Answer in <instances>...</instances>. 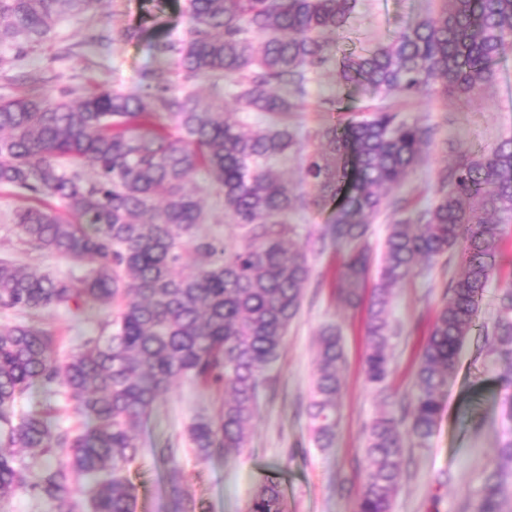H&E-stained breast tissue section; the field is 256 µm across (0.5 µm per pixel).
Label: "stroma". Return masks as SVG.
<instances>
[{
	"label": "stroma",
	"mask_w": 512,
	"mask_h": 512,
	"mask_svg": "<svg viewBox=\"0 0 512 512\" xmlns=\"http://www.w3.org/2000/svg\"><path fill=\"white\" fill-rule=\"evenodd\" d=\"M434 6L433 0H358L351 27L356 48L379 46ZM134 30L132 39L101 49L85 43L92 31ZM189 29L187 0H96L92 10L70 14L45 41L22 59L0 51V99L37 92L44 97L68 91L79 100L102 88L136 90L140 73L163 68L176 72L178 54H158L160 41L179 42ZM337 60H329L312 74L304 109L290 113L296 134L292 152L276 164L288 179L299 203L288 216L311 277L304 289L298 316L285 335L280 358L267 373L259 406L248 426V442L239 451L203 461L186 442L187 427L199 415L214 411L215 391L176 382L157 403L140 435L143 448L129 477L137 488L136 512H165L163 476L166 466L156 451L178 447L176 457L183 484L197 512H248L262 481L278 482L288 512H358L364 480L366 432L381 413L409 421L417 356L432 322L446 299L458 266L457 254L439 258L402 286L394 288L388 338L392 374L385 389L367 385L362 359L368 345L365 307L351 308L334 288L349 247L323 237L331 207L316 205V191L305 177L309 154L328 116L322 110L333 99L342 113L358 120L377 106V98L339 81ZM395 110L409 120L433 127L429 155L397 188L396 196L422 208L434 198L436 179L444 166L457 163L470 150L490 148L512 138V55L499 65L496 80L482 92L481 102L454 93L393 98ZM30 199L0 187V259L22 268L49 274L68 273L73 263L51 251L23 242L14 216L30 206ZM512 284V225L499 245L498 272L479 308V325L491 326L501 288ZM108 309L96 306L84 315L45 310L36 322L56 336V357H64L82 338L98 335ZM339 327L344 362L340 369L343 392L336 437L321 449L312 441L306 407L315 374L318 339L327 325ZM493 342L469 337L457 368L443 390V412L425 446L406 443L401 477L392 512H476L475 490L486 469L494 466L498 448L512 438V364L493 351Z\"/></svg>",
	"instance_id": "obj_1"
}]
</instances>
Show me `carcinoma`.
I'll return each instance as SVG.
<instances>
[{
    "mask_svg": "<svg viewBox=\"0 0 512 512\" xmlns=\"http://www.w3.org/2000/svg\"><path fill=\"white\" fill-rule=\"evenodd\" d=\"M96 0H0V47L15 56L41 43L69 9ZM439 8L399 30L387 43L340 60L345 84H362L385 104L361 120L333 116L308 157L305 174L316 201L335 206L327 236L350 254L336 282L350 306L369 296L366 381L381 387L390 373L387 341L392 288L450 251L459 271L435 317L414 371L411 421L385 413L366 437L367 472L358 512H391L405 438L426 443L441 414V389L471 336L481 297L495 276L501 219L512 220V138L479 148L438 174L435 199L409 211L388 199L424 161L432 129L409 121L386 101L451 90L473 100L512 54V0H438ZM358 0H189L192 26L181 41L182 82L222 79L238 88L236 105L201 106L187 91L168 98L169 74L145 73L138 92L100 89L78 106L57 98L0 100V186L39 202L16 214L29 244L66 256L84 272L33 274L0 260V313L32 315L62 308L77 315L98 304L115 308L100 335L53 357L56 337L32 320L0 325V501L28 494L50 512H135L127 472L142 452L139 433L160 398L181 378L224 391L213 415L197 417L188 442L207 460L244 447L266 373L278 360L297 316L311 269L291 225L296 205L287 181L270 167L296 145L288 113L303 105L310 75L335 52ZM173 111L174 129L162 121ZM245 110L268 119L250 130ZM224 195L237 242L201 230L205 216L187 191L198 169ZM91 178L84 177V171ZM391 223L379 286L367 289V224L383 210ZM325 236V237H327ZM320 237V240H325ZM194 270L184 272L186 257ZM494 340L512 354V289L498 296ZM342 336L321 332L307 406L313 441L330 448L343 383ZM35 383L61 392L76 429L54 428L21 402ZM23 448L29 456L5 449ZM162 454L168 512H195L185 496L175 448ZM56 458L43 465L41 459ZM76 475L88 481L74 497ZM477 512H512V440L477 492ZM249 512H286L277 482H262Z\"/></svg>",
    "mask_w": 512,
    "mask_h": 512,
    "instance_id": "1",
    "label": "carcinoma"
}]
</instances>
